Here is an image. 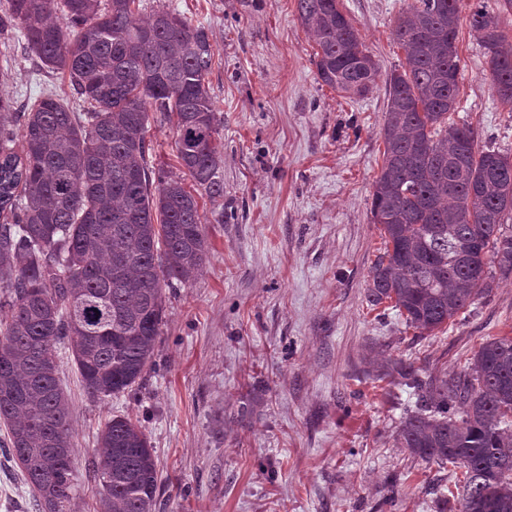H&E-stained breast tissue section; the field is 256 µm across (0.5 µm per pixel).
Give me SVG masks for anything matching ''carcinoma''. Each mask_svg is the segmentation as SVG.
I'll return each mask as SVG.
<instances>
[{"label": "carcinoma", "instance_id": "carcinoma-1", "mask_svg": "<svg viewBox=\"0 0 512 512\" xmlns=\"http://www.w3.org/2000/svg\"><path fill=\"white\" fill-rule=\"evenodd\" d=\"M338 0H296L314 38L318 79L344 98L379 72ZM461 0H412L395 19L403 71L387 75L385 145L372 221L383 253L367 300H389L430 334L498 281L512 279V157L448 125L459 94ZM470 29L492 88L512 106V40L485 0ZM42 66L68 75L72 101L42 92L24 111L0 96V447L39 512H74L72 404L58 381L66 349L93 398L142 384L166 317L165 289L208 260L198 198L224 199L221 128L209 94L214 51L204 28L136 0H6L0 28ZM88 104L90 112L77 107ZM170 125L182 174L155 163L150 116ZM194 182L185 187L183 176ZM381 379L414 391L398 436L428 465L464 468L444 485L461 512H512V336L492 339L469 371ZM99 512H156L155 450L142 426L114 415L101 429Z\"/></svg>", "mask_w": 512, "mask_h": 512}]
</instances>
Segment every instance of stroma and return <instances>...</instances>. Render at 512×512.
I'll list each match as a JSON object with an SVG mask.
<instances>
[{
    "label": "stroma",
    "mask_w": 512,
    "mask_h": 512,
    "mask_svg": "<svg viewBox=\"0 0 512 512\" xmlns=\"http://www.w3.org/2000/svg\"><path fill=\"white\" fill-rule=\"evenodd\" d=\"M407 0H339L382 75L348 100L322 85L295 0H142L203 27L208 77L224 118V200L204 203V269L166 291V318L144 382L88 396L70 359L75 512H93L97 430L138 420L155 449L161 512H435L432 487L457 468L400 448L408 392L377 376L395 360L423 376L466 371L486 341L512 336V282L499 284L432 336L367 301L381 246L371 214L384 150V76L403 70L392 35ZM454 123L512 155V108L492 91L476 34L458 35ZM69 96L67 75L40 70L0 31V95Z\"/></svg>",
    "instance_id": "stroma-1"
}]
</instances>
